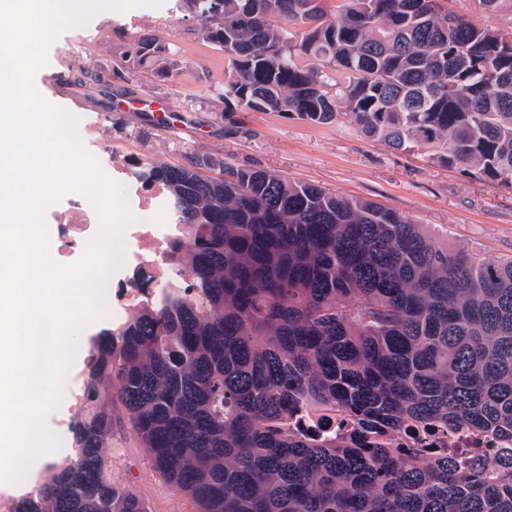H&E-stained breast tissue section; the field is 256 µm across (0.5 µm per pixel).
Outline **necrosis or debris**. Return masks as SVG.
<instances>
[{"label":"necrosis or debris","instance_id":"1","mask_svg":"<svg viewBox=\"0 0 512 512\" xmlns=\"http://www.w3.org/2000/svg\"><path fill=\"white\" fill-rule=\"evenodd\" d=\"M131 208L141 219L133 224L119 268L105 286L107 320L121 326L128 314L146 302L159 300L170 286H188L191 276L186 269L174 268L170 257L173 242L184 240L185 225L153 223L155 215L168 212L169 204L162 187L150 192L132 190ZM99 221L93 207L76 204L56 216L52 255L62 264L82 254L86 242L98 230ZM397 444L402 448H457L464 452L470 468L489 472L512 461V441H500L467 425L430 432L408 429Z\"/></svg>","mask_w":512,"mask_h":512}]
</instances>
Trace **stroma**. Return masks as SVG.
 I'll return each instance as SVG.
<instances>
[{
	"label": "stroma",
	"mask_w": 512,
	"mask_h": 512,
	"mask_svg": "<svg viewBox=\"0 0 512 512\" xmlns=\"http://www.w3.org/2000/svg\"><path fill=\"white\" fill-rule=\"evenodd\" d=\"M175 0L159 7L98 14L50 47L35 86L54 105L65 89L86 106L78 133L86 150L122 187L137 163L172 164L207 154L233 166L268 168L291 180L369 199L447 242L488 259L512 257V189L428 162V148L403 153L361 134L351 116L310 125L266 112H228L214 95L224 55L191 34L192 16ZM173 44L178 69L161 78L150 68L120 69L132 33ZM110 461L114 482L131 487L152 512H193L183 494L153 468L115 407Z\"/></svg>",
	"instance_id": "1"
}]
</instances>
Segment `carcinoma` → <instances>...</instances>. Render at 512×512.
Returning a JSON list of instances; mask_svg holds the SVG:
<instances>
[{
  "instance_id": "1",
  "label": "carcinoma",
  "mask_w": 512,
  "mask_h": 512,
  "mask_svg": "<svg viewBox=\"0 0 512 512\" xmlns=\"http://www.w3.org/2000/svg\"><path fill=\"white\" fill-rule=\"evenodd\" d=\"M178 0L224 51L227 112L337 120L386 146L512 187V0ZM170 44L133 36L122 62L172 75ZM219 169L218 175L209 174ZM189 243L192 276L94 337L72 456L12 512H150L112 482L119 401L154 469L194 512H512V469L393 436L466 424L512 440V258L452 250L381 204L210 156L141 163ZM347 436L288 427L302 408ZM449 5L461 14L471 17L476 23L481 25H491L505 28V24L497 17L478 11L471 3V0H456L448 2Z\"/></svg>"
}]
</instances>
